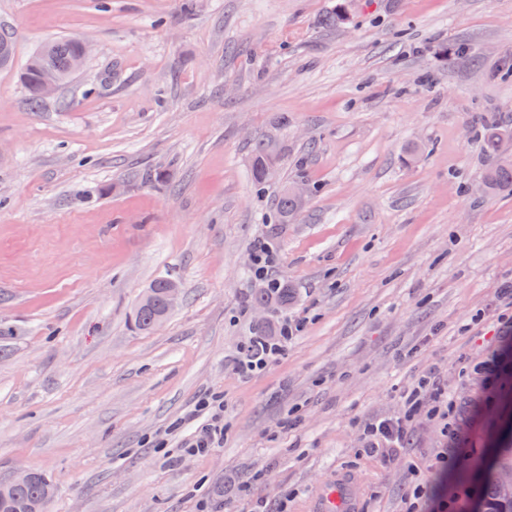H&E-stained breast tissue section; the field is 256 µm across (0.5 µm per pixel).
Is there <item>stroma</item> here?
Returning <instances> with one entry per match:
<instances>
[{
    "label": "stroma",
    "mask_w": 512,
    "mask_h": 512,
    "mask_svg": "<svg viewBox=\"0 0 512 512\" xmlns=\"http://www.w3.org/2000/svg\"><path fill=\"white\" fill-rule=\"evenodd\" d=\"M1 28L0 483L43 474L49 512H313L347 476L360 512H406L417 470L480 501L483 465L435 469L443 421L415 417L387 461L361 432L430 370L467 427L512 318V192H468L479 118L512 134V0H0ZM77 35L83 71L32 107L20 67ZM299 180L296 217L265 222ZM263 243L288 307L252 302ZM164 276L181 302L141 332L132 310ZM285 319L284 353L242 377V343ZM502 373L486 463L512 447V360ZM213 393L224 442L186 454Z\"/></svg>",
    "instance_id": "stroma-1"
}]
</instances>
